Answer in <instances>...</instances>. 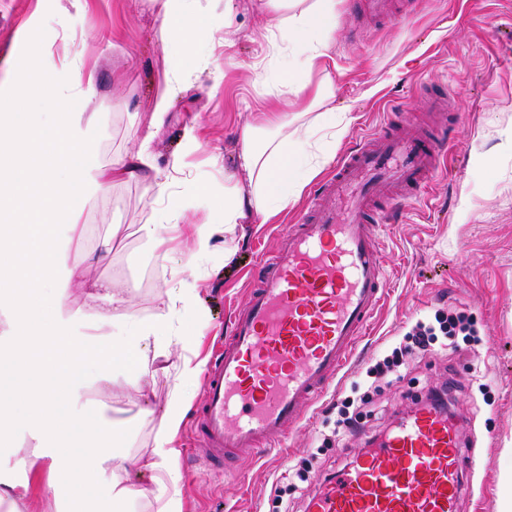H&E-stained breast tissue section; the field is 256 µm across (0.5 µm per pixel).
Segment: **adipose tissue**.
I'll return each instance as SVG.
<instances>
[{"mask_svg":"<svg viewBox=\"0 0 512 512\" xmlns=\"http://www.w3.org/2000/svg\"><path fill=\"white\" fill-rule=\"evenodd\" d=\"M152 2L163 18V41L191 49L195 19L177 16L178 0ZM341 2L253 0L259 12H274L288 55L267 111L241 129L236 170L224 177V223L197 224L188 217L211 198L209 184H195L191 195L180 196L171 192L167 177L154 173L144 190L149 198L164 201L163 219L141 225L140 231L155 248L169 253L188 239L195 255H204L217 232L233 235L246 220L277 215L322 170L329 158L328 142L336 137V87L327 78L313 88L308 78L325 68ZM74 87V95L62 94L57 81L35 62L10 93L0 92V368L10 369L14 397L34 412L27 433L36 442L32 458H15L12 465L23 472V479L0 478V501L26 497L30 482L25 474L41 460L50 472L67 470L78 481L111 470L112 501L128 512L135 497L129 481L137 462L118 452L114 422L94 412L86 395L91 387L119 376L135 383L168 373L164 360L179 337L162 325L129 317L113 320L106 333L84 311L62 305L65 288L80 272L59 256L61 225L78 230L80 200L92 191L105 192L113 179L136 176L152 160V139L147 136L111 172L94 166L97 141L75 102L90 97L95 86L78 78ZM29 97L53 107L51 124H41L33 112H13L10 100ZM47 317L52 327L46 331L42 321ZM59 404L70 409L63 422L49 413ZM186 407L178 395L160 414L154 459L148 465L155 512H182L180 450L174 436ZM77 425L84 426L87 442L80 463L64 448L66 435Z\"/></svg>","mask_w":512,"mask_h":512,"instance_id":"1","label":"adipose tissue"}]
</instances>
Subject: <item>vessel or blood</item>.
Instances as JSON below:
<instances>
[{"instance_id":"b4317fda","label":"vessel or blood","mask_w":512,"mask_h":512,"mask_svg":"<svg viewBox=\"0 0 512 512\" xmlns=\"http://www.w3.org/2000/svg\"><path fill=\"white\" fill-rule=\"evenodd\" d=\"M447 131L386 114L336 163L257 262L245 306L204 371V460L267 455L348 365L382 301L376 224L398 222L444 163ZM473 464L446 415L421 409L312 495L306 512H459Z\"/></svg>"}]
</instances>
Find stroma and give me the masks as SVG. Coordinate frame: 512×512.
<instances>
[{"mask_svg":"<svg viewBox=\"0 0 512 512\" xmlns=\"http://www.w3.org/2000/svg\"><path fill=\"white\" fill-rule=\"evenodd\" d=\"M405 21L364 20L341 4L325 61L336 85V125L346 133L331 153L339 159L357 139L375 130L387 110L397 118L441 116L455 110L452 149L430 183L424 202L413 204L399 223L376 229L386 270L384 301L370 334L362 338L335 390L305 410L288 435V452L264 462L236 459L222 475L191 453L192 423L202 402V380L172 385L164 377L138 386L116 379L89 390L91 404L128 428L125 454L152 459L158 423L142 418L144 403L164 406L179 390L189 409L175 442L181 450L183 512H304L306 500L360 452L369 435L390 425V409L412 411L414 397L444 379L457 388L451 410L466 448L477 457L466 473L461 512H512V0H395ZM180 12L199 26L195 51L162 41L160 18L150 0H0V85L21 77L31 58L64 84L67 63L80 62L95 93L79 107L98 142L97 163L111 167L153 134V163L168 172L172 189L183 192L209 183L213 196L196 212L197 222L224 220V173L234 170L240 128L265 111L272 84L255 74L273 72L285 51L273 17L261 16L251 0H237L225 18L222 0H180ZM232 36H225V28ZM190 73L173 100L165 124L153 128L156 95L174 75ZM197 125L200 147L188 165L171 170L183 131ZM301 208L294 202L245 237L215 235L202 257L183 255L196 277L194 307L178 316L185 341L174 356L208 361L216 337L225 335L235 307L247 299L255 255L273 245ZM160 210L139 180L119 182L80 205L84 231L68 240V265L86 271L64 295L68 308H89L98 281L112 283L127 303L124 313L165 322L160 297L171 279V263L138 228L158 222ZM112 251L98 261L102 238ZM457 309L470 318L478 339L442 350L421 362L403 381L385 374L373 411L361 416L363 431L346 448L326 444L337 399L352 388L367 389V368L383 358L419 320ZM306 470L305 481L289 473ZM109 476L80 485L66 472L54 486L26 498L24 512H56V497L80 493L90 512H113Z\"/></svg>","mask_w":512,"mask_h":512,"instance_id":"35a3bbf8","label":"stroma"}]
</instances>
